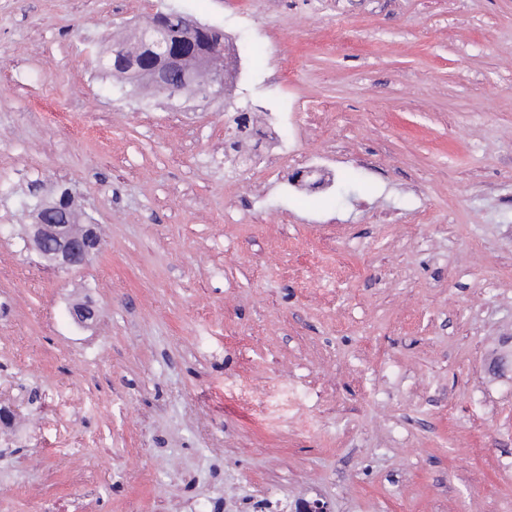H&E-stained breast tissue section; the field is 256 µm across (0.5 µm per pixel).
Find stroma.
Wrapping results in <instances>:
<instances>
[{
    "label": "stroma",
    "instance_id": "obj_1",
    "mask_svg": "<svg viewBox=\"0 0 512 512\" xmlns=\"http://www.w3.org/2000/svg\"><path fill=\"white\" fill-rule=\"evenodd\" d=\"M170 8L290 157L97 71ZM62 184L68 272L26 240ZM1 406L0 512H512V0H0ZM316 173V179L311 183L295 181L290 187L293 192L298 194H308L310 192H323L336 184L339 177V169L333 166L326 156H321L311 165ZM61 195V208L51 218L69 224H55L38 217L41 210L53 205L51 201L40 200L35 210V224H31L29 228V236L36 250L53 268L69 270L85 264L98 254L102 240L94 224L82 227L84 224L76 223L77 213L73 204L71 206L69 202H63L65 197H69L73 202L71 190L65 188ZM70 224L77 233L72 231Z\"/></svg>",
    "mask_w": 512,
    "mask_h": 512
}]
</instances>
